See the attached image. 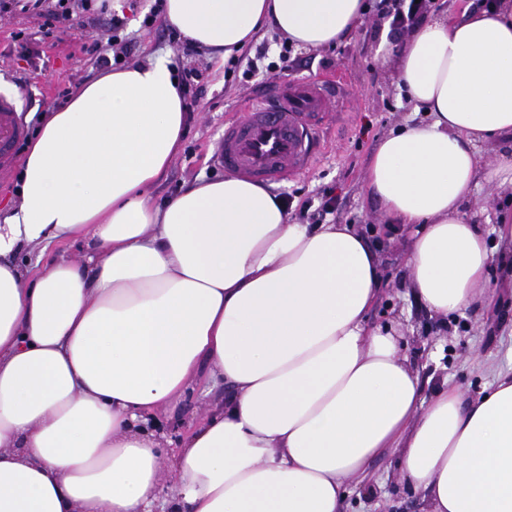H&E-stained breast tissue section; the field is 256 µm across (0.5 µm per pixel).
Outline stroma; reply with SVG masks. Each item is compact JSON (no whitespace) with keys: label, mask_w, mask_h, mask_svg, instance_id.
<instances>
[{"label":"stroma","mask_w":512,"mask_h":512,"mask_svg":"<svg viewBox=\"0 0 512 512\" xmlns=\"http://www.w3.org/2000/svg\"><path fill=\"white\" fill-rule=\"evenodd\" d=\"M159 3L112 0L111 6L93 11V24L57 40H37L38 21L31 14L18 11L2 16L0 71L17 66L11 32L21 29L32 34V46L40 52L37 68L28 73L17 92L30 100L32 110H54L63 102V91L77 89L87 74L95 72L93 59L81 46L104 38L107 23L115 14L127 19L122 37L132 46L129 64L161 53L178 69L198 71L201 105L190 114L178 156L151 189L152 196L160 201L173 196L186 182L223 177L224 168L214 163L211 155L224 133L225 119L234 117L251 89L240 75L225 76V62L199 50L183 54L170 40L171 29L164 21L144 24L145 15L158 9ZM383 30V21L372 14L334 46L301 50L298 75L341 72L348 80L352 99L344 104L341 120L326 130L324 148L314 166L294 179L273 184L275 192L293 194L301 201L324 188H334L338 201L331 221L355 225L367 234L384 222L377 203L366 192L368 162L385 136L422 119L398 85L393 54L396 39L383 37ZM471 209L490 247L495 253L504 252L502 237L512 231V197L485 184L477 190ZM378 247L387 284L369 320L374 325H391L401 336L403 355L419 371L425 395H432L435 386L446 380L465 395L474 396L498 372L512 367L511 269L493 266L490 278L500 297L492 306L451 316L443 325L410 294L404 236L386 231ZM369 478L380 483L378 495L369 500L350 494L344 512H424L421 497L408 489L395 458L377 462Z\"/></svg>","instance_id":"obj_1"}]
</instances>
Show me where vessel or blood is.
Segmentation results:
<instances>
[{
	"label": "vessel or blood",
	"mask_w": 512,
	"mask_h": 512,
	"mask_svg": "<svg viewBox=\"0 0 512 512\" xmlns=\"http://www.w3.org/2000/svg\"><path fill=\"white\" fill-rule=\"evenodd\" d=\"M348 97L342 74L306 75L253 93L241 117L225 124L215 157L241 177L269 181L306 171L319 136ZM25 106L12 87L0 85V164L11 162L25 136Z\"/></svg>",
	"instance_id": "vessel-or-blood-1"
}]
</instances>
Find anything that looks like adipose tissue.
Masks as SVG:
<instances>
[{"instance_id": "1", "label": "adipose tissue", "mask_w": 512, "mask_h": 512, "mask_svg": "<svg viewBox=\"0 0 512 512\" xmlns=\"http://www.w3.org/2000/svg\"><path fill=\"white\" fill-rule=\"evenodd\" d=\"M163 19L228 59L263 26L304 49L364 0H164ZM426 121L385 137L366 187L410 232L414 297L440 319L491 305L493 252L470 211L512 189V0L417 27L395 57ZM188 120L168 59L105 73L51 112L0 215V512H342L396 455L427 512H512V375L424 397L394 329L369 324L381 270L349 224L291 220L228 173L149 190ZM79 242L33 271L25 247ZM222 392L163 453L151 422Z\"/></svg>"}]
</instances>
